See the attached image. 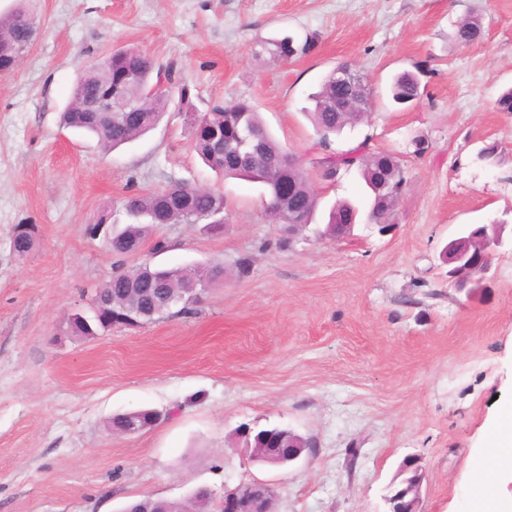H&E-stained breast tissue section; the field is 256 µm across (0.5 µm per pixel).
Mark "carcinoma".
Returning a JSON list of instances; mask_svg holds the SVG:
<instances>
[{"label": "carcinoma", "instance_id": "cac0c4a2", "mask_svg": "<svg viewBox=\"0 0 512 512\" xmlns=\"http://www.w3.org/2000/svg\"><path fill=\"white\" fill-rule=\"evenodd\" d=\"M29 21L30 16L22 8L0 17L1 68L11 64L13 46L28 37ZM481 35L482 27L477 19L461 22L456 30V39L462 45L474 43ZM289 41L288 37L262 41L257 44L254 55L258 59L268 56L286 61L293 53L306 55L314 48V42L307 40L296 46L293 52L289 49ZM112 70L125 71L133 76L130 95L143 99L146 106L142 112L124 113L122 119L112 121V127L109 128L99 120L79 112V103L83 97L101 89L108 82ZM169 70L170 67L156 64L152 57L135 49L115 51L112 57L102 59L80 76L73 88L72 101L62 112V122L69 128L94 135L105 150L129 143L153 129L169 111L172 99L167 95H147ZM390 92L394 102L406 104L419 97L420 84L414 74L403 72L394 78ZM336 93V71L333 70L325 77L320 90L310 97L313 108L309 110V115L320 135V166L326 169L323 176L332 180L333 171L337 169L344 172L355 169L368 186L383 175L392 188H403L406 182L404 169L394 156L370 151L365 141L341 152L331 150L330 137L361 119L355 112L329 110V101L336 98ZM187 124L191 133V148L209 168L229 178L245 177L277 193L282 192L295 203L302 219L308 223L313 220L319 207V197L312 186L309 172L301 164L287 163L288 153L266 129L251 101L238 98L216 104L210 111L190 117ZM245 128L259 136L261 156L239 164L224 162V152L216 148V142L224 140L226 136H234ZM121 207L129 222L113 233L109 240V248L116 256H125L143 244L152 227L158 224H212L216 231L224 226V194L210 188L176 184L158 191H136L123 198ZM359 213V203L338 200L329 209L328 223L334 224L348 214ZM392 215L391 207L374 199L369 205L366 218L374 224H389ZM220 277H224V267L219 264L194 269L152 268L143 265L113 274L96 289V293L112 302L114 311L130 305L150 311L163 297L177 298L195 282H210ZM68 326L74 336H95L106 331L101 322H87L78 313L71 315ZM417 480L418 473L403 471L401 481L390 489V509L394 512H408L412 499L410 488Z\"/></svg>", "mask_w": 512, "mask_h": 512}]
</instances>
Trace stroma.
I'll use <instances>...</instances> for the list:
<instances>
[{"label":"stroma","mask_w":512,"mask_h":512,"mask_svg":"<svg viewBox=\"0 0 512 512\" xmlns=\"http://www.w3.org/2000/svg\"><path fill=\"white\" fill-rule=\"evenodd\" d=\"M22 6L36 40L0 75V512H119L254 478L275 487L276 512H387L409 455L423 470L420 512H468L484 425L512 399V250L471 296L449 288L440 254L461 225H512V112L496 106L512 87V0H0V16ZM467 18L483 37L463 47L454 31ZM288 35L315 47L288 63L254 57L258 40ZM128 48L175 65L190 96L106 152L60 114L87 65ZM345 62L374 96L331 147L394 155L407 190L389 233L361 224L336 240L318 233L326 204L364 187L353 171L318 177L307 109ZM407 71L420 96L398 105L389 86ZM239 97L314 175L323 207L291 246L260 184L217 176L190 149L185 111ZM176 183L223 192V234L162 224L122 257L88 234L125 223L130 189ZM20 224L36 231L23 256ZM246 256L249 274L235 277ZM146 263L228 276L192 314L66 334L114 272ZM146 408L169 417L109 431L113 414ZM244 424L291 429L312 448L286 468L254 464Z\"/></svg>","instance_id":"stroma-1"}]
</instances>
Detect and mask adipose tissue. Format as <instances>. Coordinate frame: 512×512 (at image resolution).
Segmentation results:
<instances>
[{
  "mask_svg": "<svg viewBox=\"0 0 512 512\" xmlns=\"http://www.w3.org/2000/svg\"><path fill=\"white\" fill-rule=\"evenodd\" d=\"M475 466L484 475L475 488L470 512H504L503 485L512 475V402L503 404L496 415Z\"/></svg>",
  "mask_w": 512,
  "mask_h": 512,
  "instance_id": "adipose-tissue-1",
  "label": "adipose tissue"
}]
</instances>
